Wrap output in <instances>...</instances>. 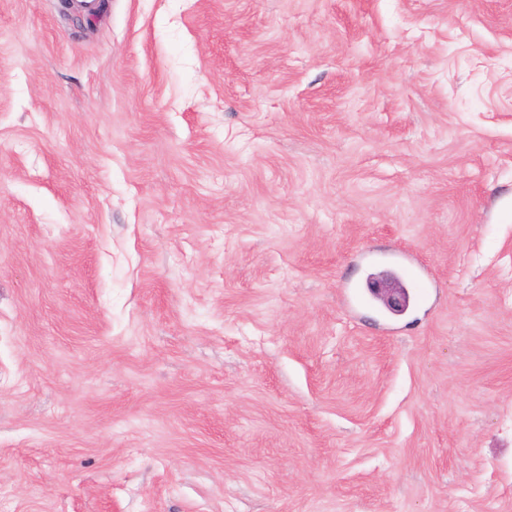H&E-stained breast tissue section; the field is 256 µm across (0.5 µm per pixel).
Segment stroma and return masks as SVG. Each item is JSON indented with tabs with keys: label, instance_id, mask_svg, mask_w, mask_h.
I'll return each mask as SVG.
<instances>
[{
	"label": "stroma",
	"instance_id": "stroma-1",
	"mask_svg": "<svg viewBox=\"0 0 512 512\" xmlns=\"http://www.w3.org/2000/svg\"><path fill=\"white\" fill-rule=\"evenodd\" d=\"M0 512H512V0H0ZM370 292L384 307L394 314H402L407 310L409 294L401 280L388 273L371 277Z\"/></svg>",
	"mask_w": 512,
	"mask_h": 512
}]
</instances>
